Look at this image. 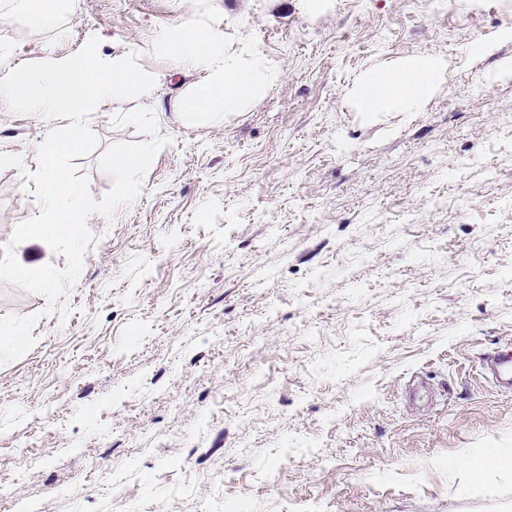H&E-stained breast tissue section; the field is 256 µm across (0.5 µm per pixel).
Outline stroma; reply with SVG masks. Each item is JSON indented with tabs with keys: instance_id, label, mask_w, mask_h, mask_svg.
Returning a JSON list of instances; mask_svg holds the SVG:
<instances>
[{
	"instance_id": "obj_1",
	"label": "stroma",
	"mask_w": 512,
	"mask_h": 512,
	"mask_svg": "<svg viewBox=\"0 0 512 512\" xmlns=\"http://www.w3.org/2000/svg\"><path fill=\"white\" fill-rule=\"evenodd\" d=\"M33 25L0 0L16 63L138 47L171 145L98 238L67 321L0 367V512H512V0H68ZM277 71L211 126L175 102L199 75L158 44L183 16ZM447 60L422 111L360 112L369 71ZM44 118L0 108L37 170ZM0 170V245L40 206ZM483 461L479 472L464 459ZM484 362L498 386L512 390V347H502L488 353Z\"/></svg>"
}]
</instances>
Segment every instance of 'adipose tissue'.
Here are the masks:
<instances>
[{"label": "adipose tissue", "mask_w": 512, "mask_h": 512, "mask_svg": "<svg viewBox=\"0 0 512 512\" xmlns=\"http://www.w3.org/2000/svg\"><path fill=\"white\" fill-rule=\"evenodd\" d=\"M175 67L199 73L200 79L176 105L188 125H220L225 112L256 101L273 74L261 53L248 58L228 54L224 33L197 18L184 19L162 41ZM446 65L436 58L415 57L370 71L359 82L354 99L361 111L416 112L437 90Z\"/></svg>", "instance_id": "obj_1"}]
</instances>
